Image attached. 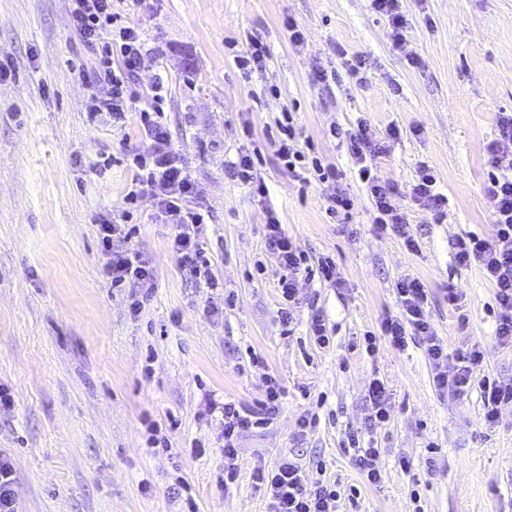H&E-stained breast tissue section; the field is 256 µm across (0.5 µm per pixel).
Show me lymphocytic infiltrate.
I'll return each mask as SVG.
<instances>
[{
	"instance_id": "f902f5d3",
	"label": "lymphocytic infiltrate",
	"mask_w": 512,
	"mask_h": 512,
	"mask_svg": "<svg viewBox=\"0 0 512 512\" xmlns=\"http://www.w3.org/2000/svg\"><path fill=\"white\" fill-rule=\"evenodd\" d=\"M70 16L75 32L83 44L95 52V65L88 79L97 94L90 107V118L108 116L112 122L124 121L126 111L139 102L141 93L137 75L149 54L140 29L125 25L113 0H71ZM120 55L122 64L113 67V55ZM154 107L141 111L148 145L132 154L138 169L134 189L126 197L133 208H151L158 223L172 225V246L185 267L198 272L207 260L198 241L200 227L205 219L200 211L202 188L193 177L183 155L172 143L167 124L163 120L165 100L164 82L155 79L150 87ZM497 138L487 146L489 167L485 193L494 216L490 235L469 234L455 243V258L459 264H477L495 290L497 314L495 336L501 344L512 345V176L502 169V152L512 146V113L502 112L497 117ZM397 129H390L387 137H380L367 120H359L355 129L343 132L341 139L357 168V176L366 187L373 206V222L380 230H389L403 239L409 250L417 243L410 232V222L396 200L400 189L393 182L377 175L374 162L388 151L390 138ZM436 177L429 165L419 168L418 180L412 187V197L421 209L429 212L434 221H441L448 210L447 195L438 192ZM267 246L276 254L283 273L279 279L283 298L296 302L298 279L306 262L304 256L286 236L275 213H268ZM133 231L124 224L102 220L98 238L106 258L105 273L112 285L138 283L143 293H151L154 285L153 268L140 253L112 248L113 239L132 238ZM403 312L401 317L385 319L382 333L391 345L406 349L411 339H418L433 368V381L442 390L457 396L479 387L484 405V417L495 422L501 404L512 402V382H498L481 378L477 370L484 355L474 348L459 355L455 374H448L443 364L448 359V347L437 336L429 321L426 306L427 290L416 277H406L396 284ZM265 398L248 407L233 401L224 402V471L235 478L238 468L240 437L254 428L269 424L280 410L282 389L277 379L265 375ZM255 478L264 486L272 512H339V494L322 480H309L297 457H281L270 470L257 469Z\"/></svg>"
}]
</instances>
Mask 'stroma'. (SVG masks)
I'll list each match as a JSON object with an SVG mask.
<instances>
[{
    "label": "stroma",
    "instance_id": "1",
    "mask_svg": "<svg viewBox=\"0 0 512 512\" xmlns=\"http://www.w3.org/2000/svg\"><path fill=\"white\" fill-rule=\"evenodd\" d=\"M401 10L416 66L393 49L371 0H141L126 14L152 50L140 84L162 75L167 125L211 215L204 277L183 266L171 226L146 212L133 216L134 238L113 240L155 271L135 316L127 298L139 286L112 287L97 226L126 208L135 177L127 155L146 145L138 112L120 127L88 123L93 56L68 0H0V385L15 398L0 411V452L14 464L21 512H180L169 490L179 480L198 512H270L254 472L288 453L310 477L335 483L340 512H512V403L486 422L479 388L438 390L422 347L398 350L381 332L402 312L398 280L419 278L449 368L477 347L482 375L512 382V347L494 335V289L478 265L454 257L457 238L493 229L485 148L498 113H512V0H402ZM290 21L304 45L290 42ZM255 42L269 54L264 71L250 73L235 54ZM346 53L369 61L364 82L349 75ZM319 65L336 71L335 83L313 82ZM287 112L299 147L314 146L342 172L354 203L347 222L327 214L325 184L301 185L277 159L272 142ZM362 118L380 134L400 130L377 167L402 189L417 250L373 224L356 168L329 134ZM256 147L262 197L229 167ZM423 161L448 196L440 224L410 197ZM271 210L310 267L332 259L342 280L300 279L288 335L281 269L266 246ZM216 303L223 314L212 313ZM316 308L326 347L308 327ZM267 374L284 391L280 410L242 435L236 480L223 484L224 422L210 403L254 404ZM375 378L392 409L369 435L382 474L372 485L346 435L363 429ZM309 412L319 422L298 434ZM197 441L205 454H187Z\"/></svg>",
    "mask_w": 512,
    "mask_h": 512
}]
</instances>
